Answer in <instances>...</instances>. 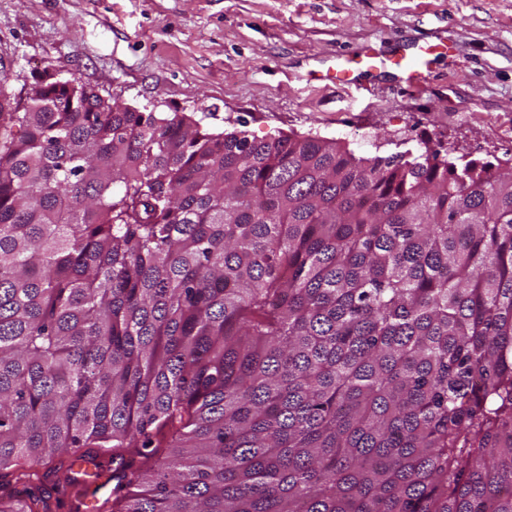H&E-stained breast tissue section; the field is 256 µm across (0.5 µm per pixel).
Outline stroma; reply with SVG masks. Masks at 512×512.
<instances>
[{
	"instance_id": "1",
	"label": "stroma",
	"mask_w": 512,
	"mask_h": 512,
	"mask_svg": "<svg viewBox=\"0 0 512 512\" xmlns=\"http://www.w3.org/2000/svg\"><path fill=\"white\" fill-rule=\"evenodd\" d=\"M404 43L435 48L417 85L388 67L314 77ZM48 74L217 132L512 160V0H0L8 92L27 105Z\"/></svg>"
}]
</instances>
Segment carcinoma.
<instances>
[{
  "instance_id": "1",
  "label": "carcinoma",
  "mask_w": 512,
  "mask_h": 512,
  "mask_svg": "<svg viewBox=\"0 0 512 512\" xmlns=\"http://www.w3.org/2000/svg\"><path fill=\"white\" fill-rule=\"evenodd\" d=\"M512 512V167L0 88V512ZM69 462V455L64 453L62 455H59L57 456L52 463H50L49 465H43V466H38L36 467L37 470L39 471V475H40V486H41V489L43 492L44 495H50V499H49V504H50V507H51V512H76L74 510H69L72 503L71 501H67V499H65L61 493H57L56 489H55V483L56 482H52L50 481L51 478L47 479V475L46 474V471L49 470V467H54V466H57L59 467L60 464H63L64 466H66ZM65 503V504H64Z\"/></svg>"
}]
</instances>
